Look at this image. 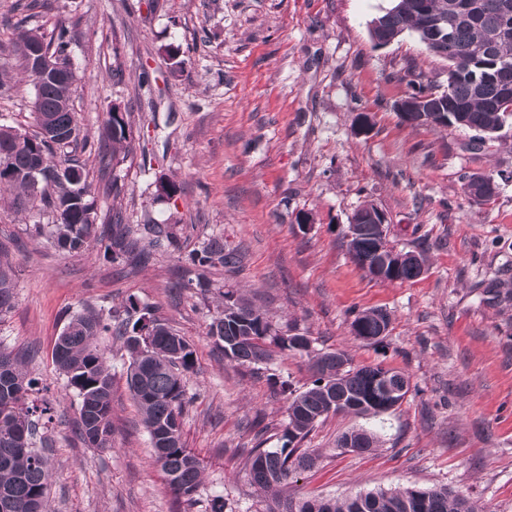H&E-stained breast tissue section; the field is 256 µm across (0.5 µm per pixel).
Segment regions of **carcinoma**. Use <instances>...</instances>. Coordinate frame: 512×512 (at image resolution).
<instances>
[{
  "label": "carcinoma",
  "instance_id": "cac0c4a2",
  "mask_svg": "<svg viewBox=\"0 0 512 512\" xmlns=\"http://www.w3.org/2000/svg\"><path fill=\"white\" fill-rule=\"evenodd\" d=\"M12 53L21 60L22 72L32 78L22 48L46 44L62 65L71 64L69 46L72 27L58 25L50 41L22 21L14 26ZM405 33L414 34L431 55L448 60V84L442 92L419 82L395 103L397 111L415 127H456L492 134L512 121V0H394V5L371 21L370 35L378 46H385ZM34 113L53 118L57 136L51 141L40 133L22 134L12 127H0V164L11 169L14 178L0 181V191L9 195L18 211L31 205L56 215L44 230L54 246L80 254L91 245L104 247L115 258L134 268L146 266L151 248L162 242L178 247L174 224L123 223L115 212L97 222L95 203L86 184V141L80 122L65 103L57 80L34 83ZM127 113L114 109L107 113L105 133L97 153L100 170H107L116 154L127 148ZM46 173L39 186L28 179L40 158ZM494 184L483 173H467L461 189L471 201L483 204L478 189ZM371 204L356 210L349 222L347 248L353 261L367 273L383 265V252L395 249L378 224L361 222ZM387 267L384 280L412 281L426 265L421 253ZM196 281L182 288H208L205 274L217 267L231 268L239 257L224 248V240L211 238L184 258ZM223 309L210 324V335L222 345L224 357L240 365L264 364L271 359L270 345L309 359L313 381L310 387L288 396V423L278 448L246 449L250 482L266 492H277L297 470L311 467L315 457L300 450L301 442L316 425L330 415L374 418L401 403L407 393L394 389L410 388L402 372L376 366H352L342 352H316L309 337L278 333L266 314L232 290L219 292ZM14 304L12 270L0 263V314ZM153 330L146 336L133 335L135 324L128 319L116 323L98 314L72 317L61 333V343L53 348V361L66 376L79 398L77 428L89 445L112 447V373L98 345V338L114 332L129 355L128 385L141 413L155 462L168 478L175 494L188 505L195 501L202 482L199 460L182 441V416L189 398L186 376L194 370L190 344L165 321L153 318ZM390 317L382 310H365L355 315L351 329L356 339L377 342L389 329ZM5 370L0 372V512H49L48 492L51 471L40 435L41 409L25 405L34 379L29 377L23 358L0 349ZM374 431L359 427L341 434L337 447L348 452L366 453L377 447ZM284 512H483L470 498L446 488L406 487L393 491H368L344 499L309 498L285 502Z\"/></svg>",
  "mask_w": 512,
  "mask_h": 512
}]
</instances>
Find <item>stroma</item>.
I'll use <instances>...</instances> for the list:
<instances>
[{"label":"stroma","instance_id":"obj_1","mask_svg":"<svg viewBox=\"0 0 512 512\" xmlns=\"http://www.w3.org/2000/svg\"><path fill=\"white\" fill-rule=\"evenodd\" d=\"M393 0H0V43L25 11L63 23L77 74L72 105L91 144L112 106L127 110L130 150L100 172L86 154L99 217L173 224L178 247H157L131 268L103 247L58 250L34 225L39 209L0 203V242L10 249L14 306L0 315V346L27 355L54 420L45 435L51 512H276L283 500L343 499L369 490L445 488L483 512H512V302L494 305L487 285L512 288V124L475 150L464 128L416 127L395 103L415 61L436 90L448 63L406 35L375 46L370 23ZM19 59L0 52L12 88L0 125L34 133V86ZM368 115L360 128L359 115ZM480 172L497 189L486 204L465 197L460 176ZM179 186L159 196L157 182ZM117 182L118 197L105 194ZM381 208L397 249L424 253L426 272L406 282L370 278L347 253L345 234L364 203ZM239 250L234 268L212 270V290L178 288L184 255L205 238ZM242 293L285 334L344 352L353 365L409 377L402 405L380 417L329 416L304 440L317 460L278 494L250 485L245 449L279 447L289 391L311 383L307 358L273 350L265 371L229 362L208 334L218 287ZM147 308L192 346V402L183 441L203 480L184 508L155 463L128 384L121 342L100 339L112 369V446L88 447L77 397L52 359L69 319L89 309ZM386 311L390 332L354 339L358 312ZM375 429L374 451L340 450L338 436Z\"/></svg>","mask_w":512,"mask_h":512}]
</instances>
